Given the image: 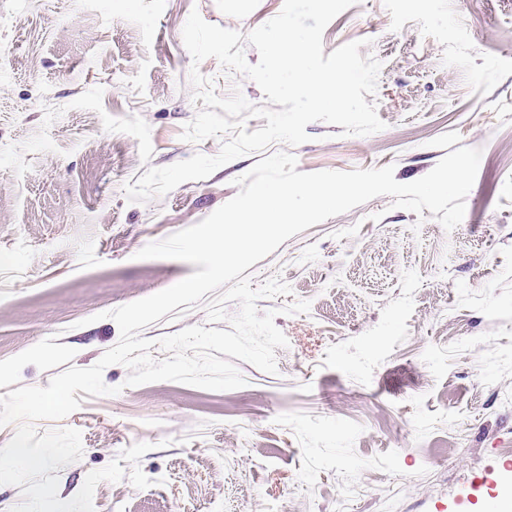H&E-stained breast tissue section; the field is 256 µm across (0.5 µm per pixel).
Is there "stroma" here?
<instances>
[{"label": "stroma", "mask_w": 512, "mask_h": 512, "mask_svg": "<svg viewBox=\"0 0 512 512\" xmlns=\"http://www.w3.org/2000/svg\"><path fill=\"white\" fill-rule=\"evenodd\" d=\"M283 0H0V395L95 364L120 333L106 311L196 272L137 259L145 245L233 198L259 154L144 203L124 186L192 143L190 71L216 95L257 106L260 87L214 58L193 65L191 10L249 33ZM361 41L382 68L372 97L385 127L346 136L307 125L299 171L393 166L413 182L451 151H482L465 216L380 196L313 225L249 269L291 295L262 299L288 340L277 370L238 362L246 386L162 381L88 397L44 433L82 434L58 468L68 500L87 474L146 442L151 479L101 482L95 512H487L512 486V0H356L323 34L325 52ZM297 299L308 313L286 314Z\"/></svg>", "instance_id": "35a3bbf8"}]
</instances>
